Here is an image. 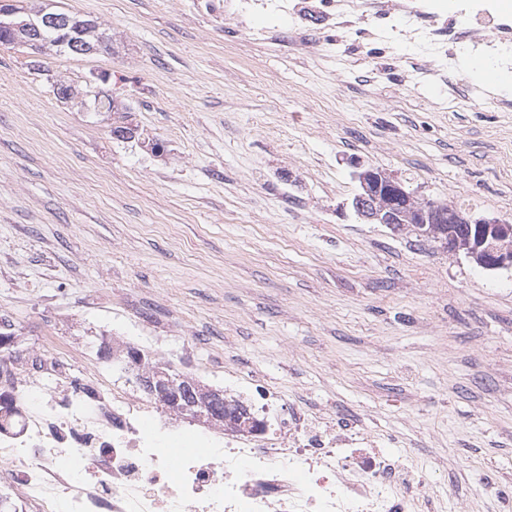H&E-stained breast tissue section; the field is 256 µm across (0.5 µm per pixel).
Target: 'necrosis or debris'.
Returning a JSON list of instances; mask_svg holds the SVG:
<instances>
[{
	"label": "necrosis or debris",
	"mask_w": 512,
	"mask_h": 512,
	"mask_svg": "<svg viewBox=\"0 0 512 512\" xmlns=\"http://www.w3.org/2000/svg\"><path fill=\"white\" fill-rule=\"evenodd\" d=\"M410 40L449 60L483 49L512 75V11L503 0H448L455 27H436L406 0ZM257 427L169 422L161 405L114 387L48 341L24 366L0 360V512H436L423 472L342 417L261 386Z\"/></svg>",
	"instance_id": "necrosis-or-debris-1"
}]
</instances>
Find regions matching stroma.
<instances>
[{
	"instance_id": "35a3bbf8",
	"label": "stroma",
	"mask_w": 512,
	"mask_h": 512,
	"mask_svg": "<svg viewBox=\"0 0 512 512\" xmlns=\"http://www.w3.org/2000/svg\"><path fill=\"white\" fill-rule=\"evenodd\" d=\"M284 2L24 0L96 20L110 49L0 46V319L20 356L63 336L118 386L134 380L99 343L233 395L228 363L289 402L356 411L440 471L441 512H503L512 270L362 223L350 201L375 168L512 222V112L493 98L512 82L448 108L472 79L404 41L398 11L309 21L308 52L252 40L287 28ZM89 86L129 108L134 138L113 136Z\"/></svg>"
}]
</instances>
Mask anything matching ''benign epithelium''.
<instances>
[{
    "mask_svg": "<svg viewBox=\"0 0 512 512\" xmlns=\"http://www.w3.org/2000/svg\"><path fill=\"white\" fill-rule=\"evenodd\" d=\"M57 31L62 38L76 32L85 37L80 50L85 54L97 51L103 34L92 19L70 14L46 15L18 7L17 0H0V31L21 35L19 41L32 50L43 48V29ZM359 191L351 200L355 215L367 224H384L405 229L415 225L421 236L441 237L440 224H466L475 232L468 233L467 243L452 235L441 237L443 250L458 254L466 249V256L486 270H512V224L497 219L467 217L446 202L417 201L404 185L394 177L373 169L355 173ZM128 370L134 374L140 388L148 393L166 384L160 375L144 368L140 362L131 361Z\"/></svg>",
    "mask_w": 512,
    "mask_h": 512,
    "instance_id": "obj_1",
    "label": "benign epithelium"
}]
</instances>
